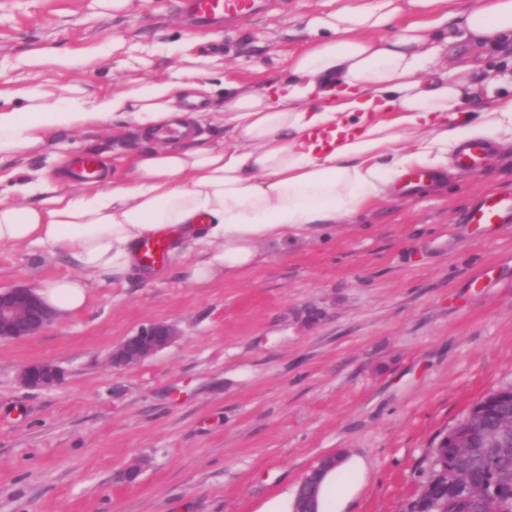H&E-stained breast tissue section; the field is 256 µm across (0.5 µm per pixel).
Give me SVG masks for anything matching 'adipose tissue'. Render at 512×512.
<instances>
[{"label":"adipose tissue","instance_id":"1","mask_svg":"<svg viewBox=\"0 0 512 512\" xmlns=\"http://www.w3.org/2000/svg\"><path fill=\"white\" fill-rule=\"evenodd\" d=\"M412 15L398 26L401 15ZM303 50L288 77L257 93L228 83L223 147L153 145L123 164L111 189L70 192L17 185L0 201V245L46 247L83 270L131 268L135 247L163 227L190 226L195 283L254 267L260 243L344 220L386 198L414 170L442 172L463 143L512 141V106L483 108L468 61L442 65L453 45L512 40V0H323L307 14ZM212 74L175 67L127 92L47 100L22 92L0 102V160L52 137L118 123L154 131L171 118L193 125L189 91ZM473 113L454 112L461 102ZM58 315L82 309L87 284L63 277L41 289Z\"/></svg>","mask_w":512,"mask_h":512}]
</instances>
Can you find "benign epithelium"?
<instances>
[{"instance_id":"7a95c632","label":"benign epithelium","mask_w":512,"mask_h":512,"mask_svg":"<svg viewBox=\"0 0 512 512\" xmlns=\"http://www.w3.org/2000/svg\"><path fill=\"white\" fill-rule=\"evenodd\" d=\"M57 319V312L46 305L39 295V287L25 284L0 290L1 341H18L36 336L52 326ZM178 338L176 327L167 322L147 323L112 347L109 362L114 368L139 365L174 344ZM20 380L27 387L49 388L61 380V371L50 361H34L24 366ZM479 420L475 407H470L466 415L447 432L446 437L452 439L457 448L474 447L471 428ZM509 436H512V416L505 415L488 432L484 445L487 448H506ZM340 463L336 455L324 456L302 478L301 486L310 493L311 508L308 512H318L321 483L326 473ZM456 489L467 504L466 512H485L483 496L468 485L458 484Z\"/></svg>"}]
</instances>
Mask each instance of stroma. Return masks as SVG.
Masks as SVG:
<instances>
[{"label":"stroma","mask_w":512,"mask_h":512,"mask_svg":"<svg viewBox=\"0 0 512 512\" xmlns=\"http://www.w3.org/2000/svg\"><path fill=\"white\" fill-rule=\"evenodd\" d=\"M316 2L194 32L174 0L119 12L99 0H0V93L124 92L189 58L213 72L205 105L219 107L225 82L260 91L287 78ZM49 49L85 64L62 68ZM469 58L474 82L502 77L483 106L512 104V42ZM147 146L133 126L59 129L0 161V200L41 179L79 190L74 159L114 172ZM503 191L512 145L494 143L476 173L452 170L351 220L262 244L264 262L234 276L191 282L189 252L153 279L89 277L83 309L0 340V512H291L302 477L335 453L344 461L326 512H407L440 435L512 385V224L462 221ZM79 272L53 251L0 245V289ZM154 320L177 327V342L112 369V346ZM34 361L58 365L62 380L23 387L19 371Z\"/></svg>","instance_id":"35a3bbf8"}]
</instances>
